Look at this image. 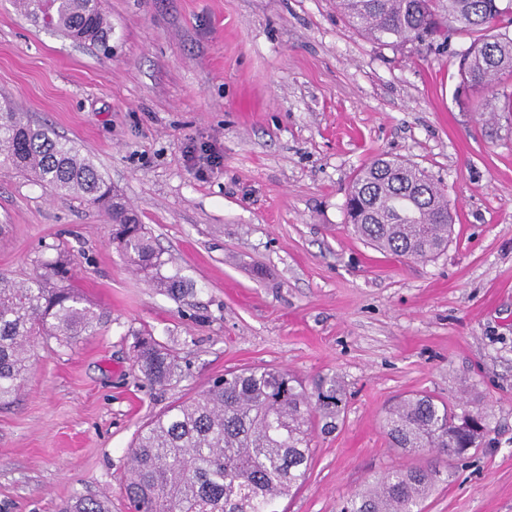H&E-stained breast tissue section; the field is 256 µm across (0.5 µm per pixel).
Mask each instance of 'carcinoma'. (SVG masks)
<instances>
[{"label": "carcinoma", "instance_id": "carcinoma-1", "mask_svg": "<svg viewBox=\"0 0 512 512\" xmlns=\"http://www.w3.org/2000/svg\"><path fill=\"white\" fill-rule=\"evenodd\" d=\"M66 36L104 46L111 28L99 0H19ZM352 27L383 44L440 50L454 35L473 36L459 54L461 90L476 108L512 125V21L501 25L500 0H336ZM0 155L52 195L102 209L112 221V244L152 285L176 297L188 289L166 261L138 215L124 205L96 167L67 140L36 125L25 112H0ZM346 214L362 239L405 259H427L448 247L452 226L447 193L425 170L381 157L353 179ZM73 263L65 255L40 261L23 283L0 274V403L16 398L35 356L38 339L70 348L83 336L105 331L108 316L72 286ZM135 365L154 384L180 376L178 358L147 333L138 338ZM342 382L319 379L313 389L270 367L232 371L169 408L142 428L129 451L122 486L134 512H277L278 500L300 487L313 459V421L336 429L345 406ZM486 412L462 400L427 393L400 398L387 409L382 428L404 454L430 455L425 468L397 467L348 497L340 512H424L439 480L433 460L462 461L485 436ZM58 512H109L99 498L75 495Z\"/></svg>", "mask_w": 512, "mask_h": 512}]
</instances>
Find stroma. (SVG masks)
Here are the masks:
<instances>
[{
	"label": "stroma",
	"mask_w": 512,
	"mask_h": 512,
	"mask_svg": "<svg viewBox=\"0 0 512 512\" xmlns=\"http://www.w3.org/2000/svg\"><path fill=\"white\" fill-rule=\"evenodd\" d=\"M108 50L0 0V109L28 113L89 158L161 250L153 288L113 246L98 208L51 196L0 165V273L25 282L64 253L72 283L109 316L70 349L39 344L17 399L0 404V512H56L120 480L137 432L225 371L276 367L348 403L316 433L307 480L279 512H338L414 460L390 447L393 397L426 391L488 412L485 442L453 464L425 512H512V128L486 134L459 100L453 37L441 53L385 45L335 0H100ZM219 165L186 157L189 138ZM396 156L440 180L447 249L406 260L347 226L358 170ZM173 346L177 381L148 382L135 337Z\"/></svg>",
	"instance_id": "stroma-1"
}]
</instances>
